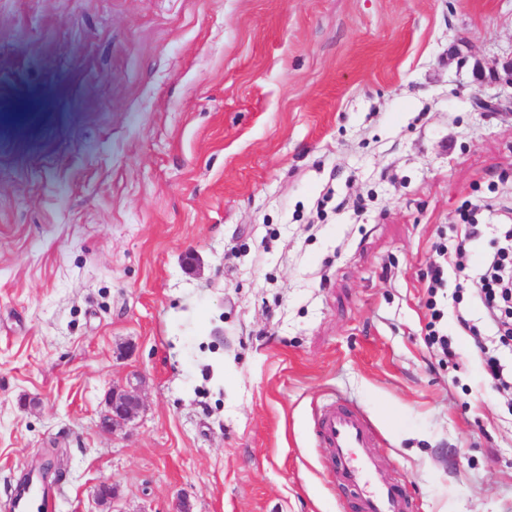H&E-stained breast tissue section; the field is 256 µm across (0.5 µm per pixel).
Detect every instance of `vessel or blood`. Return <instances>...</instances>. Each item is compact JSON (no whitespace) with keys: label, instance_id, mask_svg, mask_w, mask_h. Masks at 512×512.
I'll use <instances>...</instances> for the list:
<instances>
[{"label":"vessel or blood","instance_id":"vessel-or-blood-1","mask_svg":"<svg viewBox=\"0 0 512 512\" xmlns=\"http://www.w3.org/2000/svg\"><path fill=\"white\" fill-rule=\"evenodd\" d=\"M313 436L339 491L338 512H416L406 479L392 476L379 460L381 434L359 408L340 399L322 405Z\"/></svg>","mask_w":512,"mask_h":512}]
</instances>
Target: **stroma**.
<instances>
[{"mask_svg": "<svg viewBox=\"0 0 512 512\" xmlns=\"http://www.w3.org/2000/svg\"><path fill=\"white\" fill-rule=\"evenodd\" d=\"M509 56L512 0H0V512L45 453L54 512H336V396L421 512H512L454 269L424 341L460 209L512 224ZM458 225L461 226L460 236L457 234L456 237L460 240L457 241L450 250L448 247H441L440 257H442L443 263L434 268L426 285L428 298L425 306L431 312L430 321H428L425 326L427 333L425 334L424 340L429 347L438 349L444 356H448L451 352V343L448 340V333H445L440 326V322L444 317V311L436 308L437 302L434 298L436 297L438 290L444 286V265L448 268V263H452L460 272L465 271L467 267L464 265L462 259L465 256L470 257L472 244L478 238V224L465 222ZM142 405V397L136 388L113 389L108 413L101 420L100 427L114 431L133 420Z\"/></svg>", "mask_w": 512, "mask_h": 512, "instance_id": "35a3bbf8", "label": "stroma"}]
</instances>
